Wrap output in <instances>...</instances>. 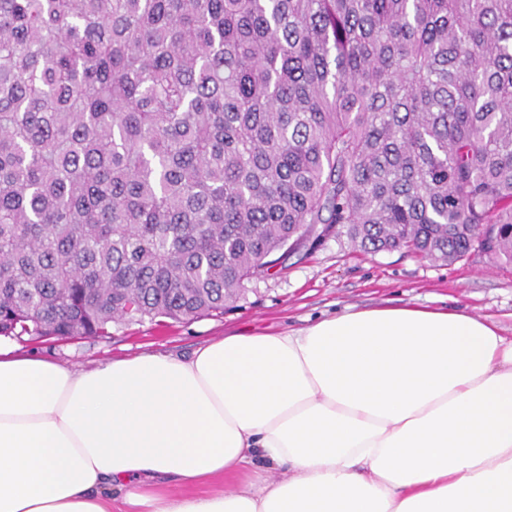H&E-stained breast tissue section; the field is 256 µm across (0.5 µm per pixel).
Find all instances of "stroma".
<instances>
[{
    "label": "stroma",
    "instance_id": "1",
    "mask_svg": "<svg viewBox=\"0 0 512 512\" xmlns=\"http://www.w3.org/2000/svg\"><path fill=\"white\" fill-rule=\"evenodd\" d=\"M407 304L482 316L511 338L512 263L474 249L444 265L403 250L366 253L347 239L329 237L316 248L290 254L285 270L252 280L224 314L160 324L118 321L103 339L0 337V349L81 371L143 353L185 357L245 327L277 333L307 327L348 307Z\"/></svg>",
    "mask_w": 512,
    "mask_h": 512
}]
</instances>
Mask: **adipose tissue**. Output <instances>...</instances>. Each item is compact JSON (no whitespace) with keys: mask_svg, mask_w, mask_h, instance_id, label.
Segmentation results:
<instances>
[{"mask_svg":"<svg viewBox=\"0 0 512 512\" xmlns=\"http://www.w3.org/2000/svg\"><path fill=\"white\" fill-rule=\"evenodd\" d=\"M0 512H512V339L406 305L86 371L0 350Z\"/></svg>","mask_w":512,"mask_h":512,"instance_id":"1","label":"adipose tissue"}]
</instances>
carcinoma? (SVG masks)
<instances>
[{"mask_svg":"<svg viewBox=\"0 0 512 512\" xmlns=\"http://www.w3.org/2000/svg\"><path fill=\"white\" fill-rule=\"evenodd\" d=\"M331 234L512 263V0H0V336L222 313Z\"/></svg>","mask_w":512,"mask_h":512,"instance_id":"obj_1","label":"carcinoma"}]
</instances>
